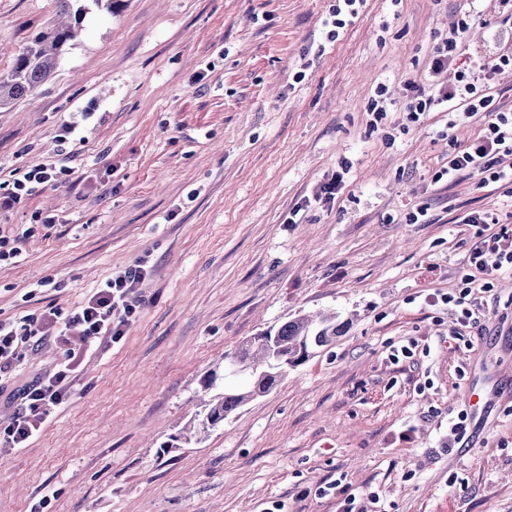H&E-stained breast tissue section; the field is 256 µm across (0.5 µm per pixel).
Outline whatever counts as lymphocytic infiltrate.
I'll return each instance as SVG.
<instances>
[{"instance_id": "obj_1", "label": "lymphocytic infiltrate", "mask_w": 512, "mask_h": 512, "mask_svg": "<svg viewBox=\"0 0 512 512\" xmlns=\"http://www.w3.org/2000/svg\"><path fill=\"white\" fill-rule=\"evenodd\" d=\"M456 47L457 40L453 37L437 45L430 80L438 93L428 97L420 86L411 85L407 110L414 118L439 105L468 116L484 113L482 134L449 157L447 174L453 180L464 174L479 173L485 182L495 183L508 176L496 163L499 157L512 156V113L493 109L492 95L484 93L466 73H459L451 84L444 80L443 74L454 59ZM460 221L475 228L477 240L468 256L469 271L462 279L459 296L445 294L441 300L460 306L456 323L465 327L474 320L473 310L465 306V299L473 289L491 291L493 274H512V231L501 226L499 216L494 213L467 214ZM150 274L147 262L137 261L88 295L63 322L53 309L38 319L23 316V326L19 329L0 322V381L13 375L15 351L23 337H55L64 353L63 361L53 371L19 389L22 408L0 430V440L6 447H28L39 435L50 414L67 401L79 361L95 342H116L126 334L141 308L139 287Z\"/></svg>"}]
</instances>
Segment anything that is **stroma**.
I'll return each mask as SVG.
<instances>
[{"label": "stroma", "mask_w": 512, "mask_h": 512, "mask_svg": "<svg viewBox=\"0 0 512 512\" xmlns=\"http://www.w3.org/2000/svg\"><path fill=\"white\" fill-rule=\"evenodd\" d=\"M336 0H87L77 38L31 97L0 111V184L51 163L0 213V320L66 312L147 258L136 320L83 357L29 447H0V512H512V276L455 338L468 212L512 228V182L439 179L481 117L412 122L434 50L470 28L449 75L512 54V0H364L328 41ZM55 0H0V70L52 25ZM69 140H61L66 125ZM335 183L336 198L318 199ZM424 222H414L419 209ZM350 328L201 440L204 378L300 315ZM413 354L392 362L394 349ZM63 358L26 343L13 392ZM483 421L443 447L466 389Z\"/></svg>", "instance_id": "obj_1"}]
</instances>
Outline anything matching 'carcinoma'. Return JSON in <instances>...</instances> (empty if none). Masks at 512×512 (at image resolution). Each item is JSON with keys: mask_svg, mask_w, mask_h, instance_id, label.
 <instances>
[{"mask_svg": "<svg viewBox=\"0 0 512 512\" xmlns=\"http://www.w3.org/2000/svg\"><path fill=\"white\" fill-rule=\"evenodd\" d=\"M75 0H56L58 11L69 21L50 26L34 34L13 56L9 69L0 72V109L33 94L56 69L65 47L79 31L81 7ZM346 322L336 313L323 312L313 318L298 316L282 324L274 332L267 331L243 344L228 357L230 363H240L253 370L231 387L217 389V374L204 380L203 387L213 391L204 402L198 419L181 434L163 443L161 448L180 447L181 442L200 438L224 423V419L256 397L270 391L287 374V369L302 364L308 350L328 346L343 335Z\"/></svg>", "mask_w": 512, "mask_h": 512, "instance_id": "carcinoma-1", "label": "carcinoma"}]
</instances>
